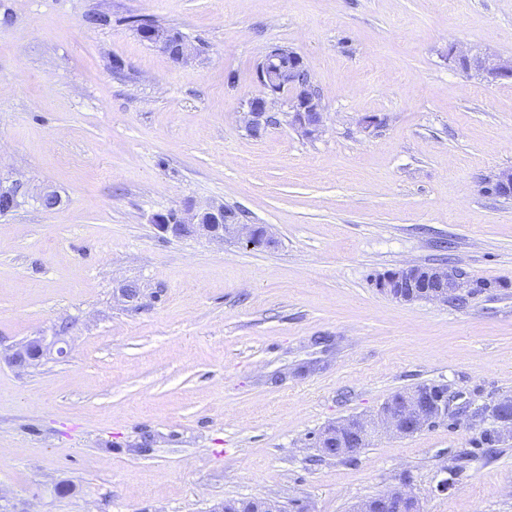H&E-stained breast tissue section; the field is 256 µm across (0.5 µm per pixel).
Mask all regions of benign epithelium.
I'll use <instances>...</instances> for the list:
<instances>
[{"instance_id":"7a95c632","label":"benign epithelium","mask_w":512,"mask_h":512,"mask_svg":"<svg viewBox=\"0 0 512 512\" xmlns=\"http://www.w3.org/2000/svg\"><path fill=\"white\" fill-rule=\"evenodd\" d=\"M152 23L142 18L134 25L136 34L171 57L177 64H187L199 53L183 34L156 33ZM448 57L456 67L474 71L490 84L512 79V58L504 59L495 54L473 55L452 46ZM257 78L263 93L253 98L247 112L243 113L245 128L258 135L280 123L279 114L273 111L272 102L279 96L289 98L288 125L305 137H315L323 132L321 98L313 86L303 59L292 51L273 47L265 52L257 66ZM496 194L512 196V168L495 173L488 182ZM25 184L19 179L0 176V215H8L21 205L27 195ZM150 223L164 236L175 238L197 236L210 241L224 242L237 239L248 246L261 240L265 247H272L276 240L267 228L248 224L243 217H233L224 205L197 206L188 201L181 209H172L151 216ZM377 290L401 302L429 301L443 304H463L470 297L481 293L490 284L476 279L467 271L454 265H406L388 271L375 280ZM46 351L43 340L35 338L14 350L9 363L18 368L33 366ZM512 410V396L498 399L486 414L491 418L500 442L512 437V416L502 410ZM448 417V387L421 388L402 397L388 399L377 414L356 416L327 427L315 438L316 447L328 455H351L363 447L361 440L375 433L406 437L420 432L437 421ZM213 512H288L278 501L256 497L241 502H224ZM353 512H420L419 499L405 485L387 490L379 504L364 500L354 506Z\"/></svg>"}]
</instances>
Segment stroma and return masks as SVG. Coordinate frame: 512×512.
<instances>
[{
    "instance_id": "35a3bbf8",
    "label": "stroma",
    "mask_w": 512,
    "mask_h": 512,
    "mask_svg": "<svg viewBox=\"0 0 512 512\" xmlns=\"http://www.w3.org/2000/svg\"><path fill=\"white\" fill-rule=\"evenodd\" d=\"M143 16L200 56L142 41ZM272 45L303 58L320 138L241 125ZM452 45L512 56V0H0V173L31 193L0 216V512H350L405 480L422 512H512V440L487 454L457 413L512 396V199L483 190L512 167V81L456 69ZM189 200L275 248L162 236L151 216ZM443 240L489 291L377 290ZM58 336L66 355L9 364ZM422 383L447 386V419L315 447ZM46 351L43 340L35 338L27 341L14 350L9 358V363L18 368H28L33 366ZM213 512H288L285 506L278 501L265 498L254 497L246 503L241 502H224V505L218 509L212 510Z\"/></svg>"
}]
</instances>
